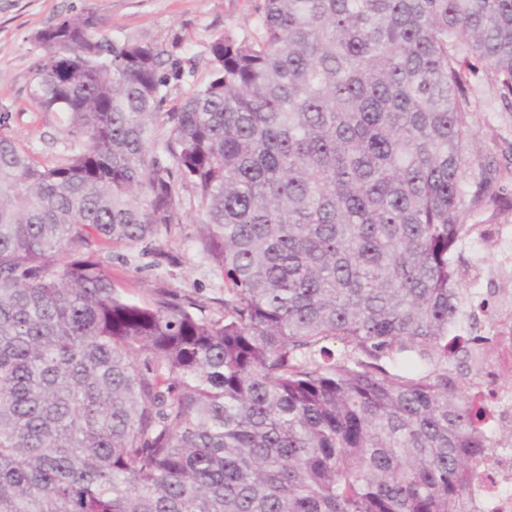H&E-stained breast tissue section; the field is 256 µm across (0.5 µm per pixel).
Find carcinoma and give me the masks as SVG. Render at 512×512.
I'll return each mask as SVG.
<instances>
[{"label":"carcinoma","mask_w":512,"mask_h":512,"mask_svg":"<svg viewBox=\"0 0 512 512\" xmlns=\"http://www.w3.org/2000/svg\"><path fill=\"white\" fill-rule=\"evenodd\" d=\"M100 27L34 38L31 103L77 151L0 135V512H477L497 442L448 366L494 307L454 256L512 194L461 61L512 90V0H262L261 37L215 38L167 111L181 62ZM186 193L217 319L125 297L103 257Z\"/></svg>","instance_id":"obj_1"}]
</instances>
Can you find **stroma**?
Segmentation results:
<instances>
[{
	"label": "stroma",
	"mask_w": 512,
	"mask_h": 512,
	"mask_svg": "<svg viewBox=\"0 0 512 512\" xmlns=\"http://www.w3.org/2000/svg\"><path fill=\"white\" fill-rule=\"evenodd\" d=\"M262 0H0V113L8 114L6 132L35 161L52 165L76 150L64 131L60 112L37 111L29 96L40 54L37 32L63 15L93 9L105 35L150 43L184 65H195L192 76L170 89V105L203 88L210 71L203 64L210 43L224 32L253 40L259 36ZM473 108L472 123L483 160L491 162L512 189V92L475 61L465 68ZM202 217L186 211L184 223L131 248L109 255L115 285L127 296L148 300L158 288L194 296L211 316L224 311V277L207 261L199 245ZM466 287L494 302H512V271L495 266V249L483 245L479 233L464 242L456 256Z\"/></svg>",
	"instance_id": "obj_1"
}]
</instances>
